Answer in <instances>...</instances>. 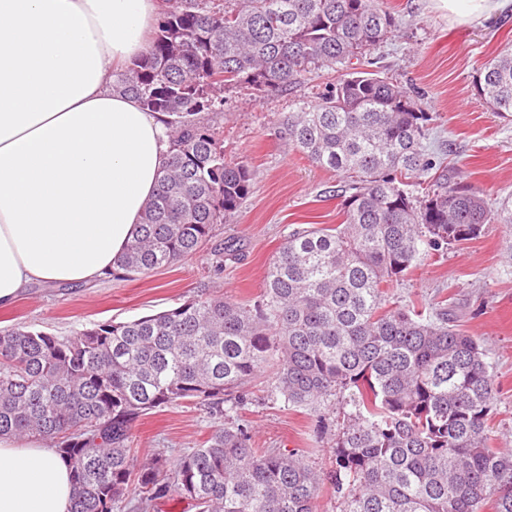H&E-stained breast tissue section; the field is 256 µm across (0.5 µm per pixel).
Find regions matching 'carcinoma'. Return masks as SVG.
Wrapping results in <instances>:
<instances>
[{
  "label": "carcinoma",
  "mask_w": 512,
  "mask_h": 512,
  "mask_svg": "<svg viewBox=\"0 0 512 512\" xmlns=\"http://www.w3.org/2000/svg\"><path fill=\"white\" fill-rule=\"evenodd\" d=\"M144 54L112 70V89L164 116L168 161L120 265L147 274L197 252L236 213L254 179L224 159V85L268 96L318 71L339 76L280 121L312 163L347 179L343 222L292 230L250 306L222 294L60 339L0 328V435L49 441L70 468V512H145L174 492L197 512H316L329 482L339 512H512V448L490 446L497 401L482 341L442 309L428 315L386 288L429 251L512 224L478 192L446 177L414 196L432 169L429 113L370 55L393 36L383 0H165ZM475 88L512 117V49ZM272 393L316 410H350L333 438L334 468L294 451L253 447L233 412L270 363ZM178 403L225 415L174 462L134 465L139 417Z\"/></svg>",
  "instance_id": "cac0c4a2"
}]
</instances>
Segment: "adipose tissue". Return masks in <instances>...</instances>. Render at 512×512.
Listing matches in <instances>:
<instances>
[{
    "label": "adipose tissue",
    "mask_w": 512,
    "mask_h": 512,
    "mask_svg": "<svg viewBox=\"0 0 512 512\" xmlns=\"http://www.w3.org/2000/svg\"><path fill=\"white\" fill-rule=\"evenodd\" d=\"M160 0H0V308L119 272L167 162L161 115L112 89ZM66 462L0 437V512H69Z\"/></svg>",
    "instance_id": "adipose-tissue-1"
}]
</instances>
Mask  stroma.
I'll return each instance as SVG.
<instances>
[{"mask_svg":"<svg viewBox=\"0 0 512 512\" xmlns=\"http://www.w3.org/2000/svg\"><path fill=\"white\" fill-rule=\"evenodd\" d=\"M398 18L394 35L376 50L373 69L387 73L430 113L426 148L437 168L457 173L491 206L512 201V119L487 110L474 90L481 66L512 47V7L491 18L461 23L441 0H384ZM330 73L301 87L259 98L224 91V157L254 171L249 195L233 217L217 225L192 257L148 274L92 284L33 285L7 310L0 327L26 323L59 337L86 326L125 322L185 301L224 294L242 304L258 299L271 257L294 228L343 221L342 183L313 165L280 133L279 120L298 99L315 101ZM237 243L224 255L226 241ZM392 299L447 307L459 327L484 340L493 364L497 402L488 420L490 443L512 448V224H487L480 234L443 252L421 256L389 288ZM273 371L252 384L237 415L254 447L295 450L321 472L332 466L330 433L344 405L331 399L319 410L296 408L271 392ZM224 418L179 403L141 416L134 428L139 458H175L199 447Z\"/></svg>","mask_w":512,"mask_h":512,"instance_id":"stroma-1","label":"stroma"}]
</instances>
